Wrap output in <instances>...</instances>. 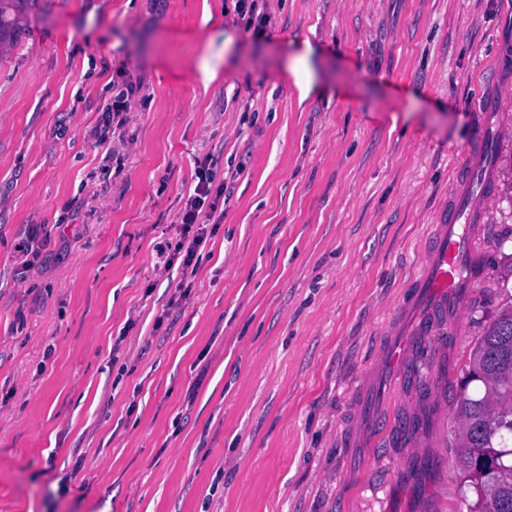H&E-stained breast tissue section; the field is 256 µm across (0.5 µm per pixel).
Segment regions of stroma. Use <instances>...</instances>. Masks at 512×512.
<instances>
[{"instance_id":"1","label":"stroma","mask_w":512,"mask_h":512,"mask_svg":"<svg viewBox=\"0 0 512 512\" xmlns=\"http://www.w3.org/2000/svg\"><path fill=\"white\" fill-rule=\"evenodd\" d=\"M25 0L0 59V512H460L455 386L512 306V121L460 322L379 353L512 68V0ZM117 159L90 136L116 68ZM252 154L180 332L156 265L216 142ZM78 212L77 222L67 214ZM51 257L18 283L17 233ZM151 299H144L146 287ZM85 466L75 470L73 449ZM70 489L60 492L61 479ZM263 0H236L233 24L243 25L246 32L252 30L253 36L262 35L270 23L264 12Z\"/></svg>"}]
</instances>
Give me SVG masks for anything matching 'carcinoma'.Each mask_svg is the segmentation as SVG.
Listing matches in <instances>:
<instances>
[{
    "label": "carcinoma",
    "instance_id": "cac0c4a2",
    "mask_svg": "<svg viewBox=\"0 0 512 512\" xmlns=\"http://www.w3.org/2000/svg\"><path fill=\"white\" fill-rule=\"evenodd\" d=\"M22 2L0 0V46L11 38ZM455 416L454 456L467 512H512V309L477 337L461 368Z\"/></svg>",
    "mask_w": 512,
    "mask_h": 512
}]
</instances>
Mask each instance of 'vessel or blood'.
<instances>
[{"label":"vessel or blood","instance_id":"1","mask_svg":"<svg viewBox=\"0 0 512 512\" xmlns=\"http://www.w3.org/2000/svg\"><path fill=\"white\" fill-rule=\"evenodd\" d=\"M495 134L492 118L478 116L476 146L470 156L469 168L477 174L480 183L476 186L464 183L447 213L438 219L424 270L413 282L409 307L415 313V323L402 331L398 345L391 349L393 363H402L412 355L417 337L440 335L449 296L462 286L464 280L478 278L481 274L471 226L480 220L498 179L496 167L487 163Z\"/></svg>","mask_w":512,"mask_h":512}]
</instances>
